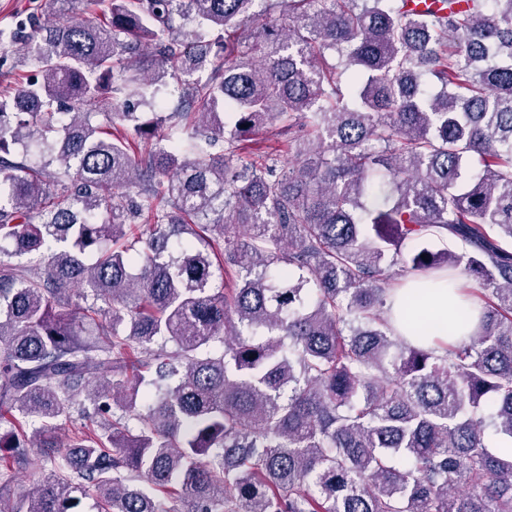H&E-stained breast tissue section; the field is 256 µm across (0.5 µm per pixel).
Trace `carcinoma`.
I'll list each match as a JSON object with an SVG mask.
<instances>
[{
  "label": "carcinoma",
  "instance_id": "1",
  "mask_svg": "<svg viewBox=\"0 0 512 512\" xmlns=\"http://www.w3.org/2000/svg\"><path fill=\"white\" fill-rule=\"evenodd\" d=\"M87 2L0 30V512H512V0ZM295 131H297V128L291 130L290 133L286 132L281 134L278 127H272L267 132L257 136L253 141L248 142V151L255 153L281 151L283 158H288L284 151L286 150L288 138L292 137ZM288 161L289 158L285 160V162ZM416 307L410 316V310ZM459 313L467 316L466 330H472L476 319L469 301L458 294L453 283L440 280L431 288L407 281L397 291L393 306L395 324L408 341L415 343L414 336H421L424 329L431 339L447 342L448 336H459Z\"/></svg>",
  "mask_w": 512,
  "mask_h": 512
}]
</instances>
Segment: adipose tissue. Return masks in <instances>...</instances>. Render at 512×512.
Returning <instances> with one entry per match:
<instances>
[{"instance_id":"ef3b65f1","label":"adipose tissue","mask_w":512,"mask_h":512,"mask_svg":"<svg viewBox=\"0 0 512 512\" xmlns=\"http://www.w3.org/2000/svg\"><path fill=\"white\" fill-rule=\"evenodd\" d=\"M393 315L401 334L409 339L424 332L444 340L457 335L462 324L476 322L469 301L444 279L430 288L406 282L396 294Z\"/></svg>"}]
</instances>
